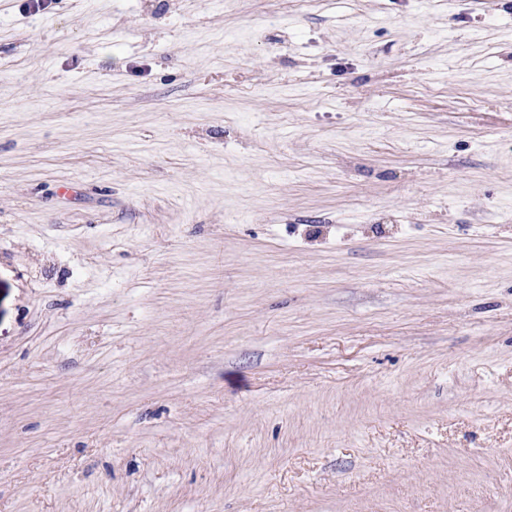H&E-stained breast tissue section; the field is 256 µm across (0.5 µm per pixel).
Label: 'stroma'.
I'll use <instances>...</instances> for the list:
<instances>
[{"label": "stroma", "mask_w": 512, "mask_h": 512, "mask_svg": "<svg viewBox=\"0 0 512 512\" xmlns=\"http://www.w3.org/2000/svg\"><path fill=\"white\" fill-rule=\"evenodd\" d=\"M0 512H512V0H0Z\"/></svg>", "instance_id": "stroma-1"}]
</instances>
